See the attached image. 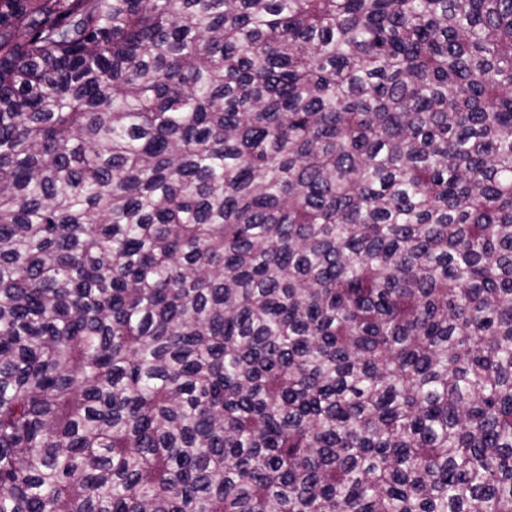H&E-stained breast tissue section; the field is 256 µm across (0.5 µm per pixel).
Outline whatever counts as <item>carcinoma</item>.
I'll list each match as a JSON object with an SVG mask.
<instances>
[{
    "label": "carcinoma",
    "mask_w": 512,
    "mask_h": 512,
    "mask_svg": "<svg viewBox=\"0 0 512 512\" xmlns=\"http://www.w3.org/2000/svg\"><path fill=\"white\" fill-rule=\"evenodd\" d=\"M0 512H512V0H0Z\"/></svg>",
    "instance_id": "1"
}]
</instances>
